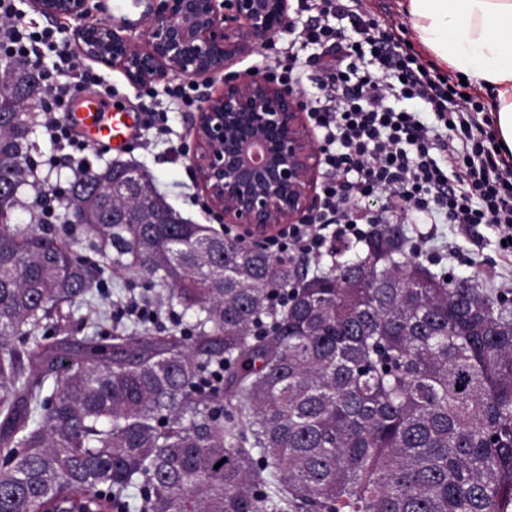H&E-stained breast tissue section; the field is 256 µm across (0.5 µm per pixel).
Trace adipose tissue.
<instances>
[{"instance_id":"1","label":"adipose tissue","mask_w":512,"mask_h":512,"mask_svg":"<svg viewBox=\"0 0 512 512\" xmlns=\"http://www.w3.org/2000/svg\"><path fill=\"white\" fill-rule=\"evenodd\" d=\"M416 40L487 93L499 142L512 150V0H405Z\"/></svg>"}]
</instances>
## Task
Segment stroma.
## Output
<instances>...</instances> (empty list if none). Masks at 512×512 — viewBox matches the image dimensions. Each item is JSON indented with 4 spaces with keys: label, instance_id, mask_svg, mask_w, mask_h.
I'll use <instances>...</instances> for the list:
<instances>
[{
    "label": "stroma",
    "instance_id": "obj_1",
    "mask_svg": "<svg viewBox=\"0 0 512 512\" xmlns=\"http://www.w3.org/2000/svg\"><path fill=\"white\" fill-rule=\"evenodd\" d=\"M91 13L88 20L68 19L71 30L70 43H77V31L84 27L86 21L131 23L139 27L146 10L144 0L133 11L117 10L116 0H91ZM196 109L170 108L165 112L162 124L140 128L123 153L113 152L111 148L100 146L89 159L93 168L105 167L113 160L120 159L135 163L145 169L152 183L164 199L173 206L183 218L196 224H204L216 231H223L224 225L215 215L203 214L197 199L204 193L196 176L192 174V156L194 150L193 122ZM33 141L37 147L32 156L38 161L36 182L22 188L20 197L24 202L21 209L15 211L12 221L19 227H26L30 222L29 203H32L37 192L54 185L70 186L75 178L71 168L65 166H49L48 160L55 151L42 126H35ZM408 237L417 233L432 234L437 244L451 251V258L442 260L439 268L457 278H467L473 273H480L482 287H494L493 273L499 261L497 234L492 225L481 224L469 232H459L451 224H428L421 219H409L404 225ZM153 299L154 294L148 291L144 279L134 273L105 269L101 274L98 287L92 302H79L72 309V315L66 324V334L78 340L98 333L110 335L116 332L130 333L136 326L130 320H117L118 307L125 304L130 297Z\"/></svg>",
    "mask_w": 512,
    "mask_h": 512
}]
</instances>
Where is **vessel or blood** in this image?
<instances>
[{"label": "vessel or blood", "instance_id": "obj_1", "mask_svg": "<svg viewBox=\"0 0 512 512\" xmlns=\"http://www.w3.org/2000/svg\"><path fill=\"white\" fill-rule=\"evenodd\" d=\"M81 131L97 143L108 144L112 149H124L132 137L133 126L129 112L122 107L106 109L98 95L84 96L71 116Z\"/></svg>", "mask_w": 512, "mask_h": 512}]
</instances>
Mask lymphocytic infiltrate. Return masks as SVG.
Wrapping results in <instances>:
<instances>
[{"label":"lymphocytic infiltrate","mask_w":512,"mask_h":512,"mask_svg":"<svg viewBox=\"0 0 512 512\" xmlns=\"http://www.w3.org/2000/svg\"><path fill=\"white\" fill-rule=\"evenodd\" d=\"M306 14L294 44L265 46L263 75L302 90L318 85L323 100L310 110L325 165L321 205L269 246L275 254L321 257L329 241L364 239L352 218L391 200L394 212L414 210L466 231L493 225L506 287L512 288V151L495 136L491 112L465 87L426 62L365 0H298ZM63 27L28 20L17 0H0V60L35 69L41 79L43 128L59 148L89 166L90 141L69 121L77 100L112 85L65 48ZM404 108L389 105V97Z\"/></svg>","instance_id":"f902f5d3"}]
</instances>
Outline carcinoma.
Instances as JSON below:
<instances>
[{
    "mask_svg": "<svg viewBox=\"0 0 512 512\" xmlns=\"http://www.w3.org/2000/svg\"><path fill=\"white\" fill-rule=\"evenodd\" d=\"M39 90L0 86V512H512V290L433 272L400 224L309 276L186 222L138 166L87 169L65 224L83 210L105 265L196 318L48 335L104 268L10 223Z\"/></svg>",
    "mask_w": 512,
    "mask_h": 512,
    "instance_id": "1",
    "label": "carcinoma"
}]
</instances>
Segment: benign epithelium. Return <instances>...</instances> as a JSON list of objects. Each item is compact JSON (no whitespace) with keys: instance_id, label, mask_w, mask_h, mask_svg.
I'll return each instance as SVG.
<instances>
[{"instance_id":"7a95c632","label":"benign epithelium","mask_w":512,"mask_h":512,"mask_svg":"<svg viewBox=\"0 0 512 512\" xmlns=\"http://www.w3.org/2000/svg\"><path fill=\"white\" fill-rule=\"evenodd\" d=\"M48 17L82 18L87 0H34ZM288 26L287 0H148L138 37L126 24L92 26L120 55L83 49L134 86L165 76L194 81L224 73V89L204 98L194 128L193 166L210 209L239 237L260 245L282 224L317 206L320 157L296 95L272 81L229 71L234 60Z\"/></svg>"}]
</instances>
